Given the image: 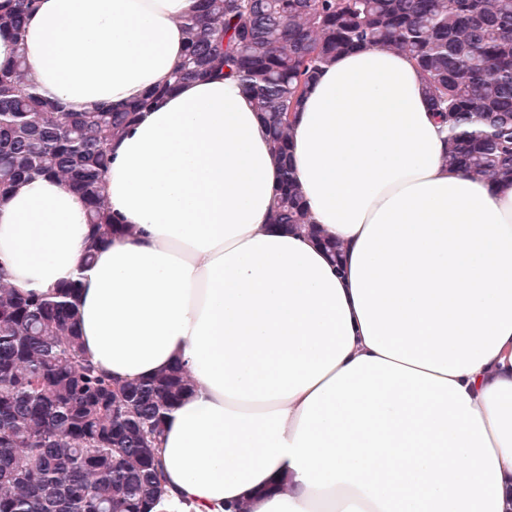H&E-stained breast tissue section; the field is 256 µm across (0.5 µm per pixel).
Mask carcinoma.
I'll return each instance as SVG.
<instances>
[{"label":"carcinoma","mask_w":512,"mask_h":512,"mask_svg":"<svg viewBox=\"0 0 512 512\" xmlns=\"http://www.w3.org/2000/svg\"><path fill=\"white\" fill-rule=\"evenodd\" d=\"M36 0H0V197L55 176L79 191L91 245L131 233L104 196L109 148L137 115L195 77H233L267 126L282 179L269 223L318 235L289 159L288 125L309 82L361 47L409 56L438 123L449 166L512 179V0H199L169 79L117 106L67 112L35 90L23 24ZM80 283L20 293L0 279V512H150L162 493L157 445L187 393L181 367L116 383L84 356Z\"/></svg>","instance_id":"carcinoma-1"}]
</instances>
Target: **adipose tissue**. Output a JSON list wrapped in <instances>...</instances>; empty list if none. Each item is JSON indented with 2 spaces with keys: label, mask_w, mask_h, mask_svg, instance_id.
Wrapping results in <instances>:
<instances>
[{
  "label": "adipose tissue",
  "mask_w": 512,
  "mask_h": 512,
  "mask_svg": "<svg viewBox=\"0 0 512 512\" xmlns=\"http://www.w3.org/2000/svg\"><path fill=\"white\" fill-rule=\"evenodd\" d=\"M195 0H39L25 56L71 112L168 78ZM291 163L341 264L272 230L280 183L234 80L183 83L112 145L104 193L134 235L82 265L80 195L0 198V276L81 283L83 350L112 378L179 365L160 444L166 512H512V181L450 169L411 60L337 56L291 127Z\"/></svg>",
  "instance_id": "adipose-tissue-1"
}]
</instances>
